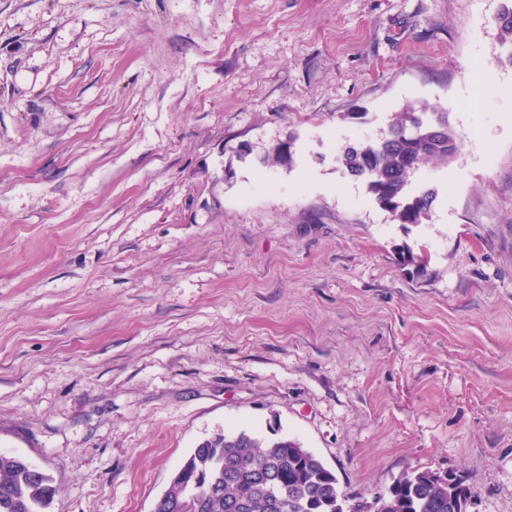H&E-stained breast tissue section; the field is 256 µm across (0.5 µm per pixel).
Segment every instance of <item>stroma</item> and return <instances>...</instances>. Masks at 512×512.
<instances>
[{
	"label": "stroma",
	"mask_w": 512,
	"mask_h": 512,
	"mask_svg": "<svg viewBox=\"0 0 512 512\" xmlns=\"http://www.w3.org/2000/svg\"><path fill=\"white\" fill-rule=\"evenodd\" d=\"M501 5L0 0V451L53 478L47 512H151L243 428L298 439L359 512L415 470L512 512ZM410 104L460 141L420 224L338 160Z\"/></svg>",
	"instance_id": "35a3bbf8"
}]
</instances>
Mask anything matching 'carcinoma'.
<instances>
[{
  "label": "carcinoma",
  "instance_id": "cac0c4a2",
  "mask_svg": "<svg viewBox=\"0 0 512 512\" xmlns=\"http://www.w3.org/2000/svg\"><path fill=\"white\" fill-rule=\"evenodd\" d=\"M506 60L512 64V0L495 18ZM459 140L448 113L413 105L397 114L389 135L347 146L340 163L362 179L374 201L401 224L429 217L438 190H412V178L426 164H448ZM403 267L424 272L422 257L405 247ZM181 476L165 492L164 512H185L188 487L202 488L193 512H345L338 480L322 460L285 436L248 430L224 432L196 446ZM56 492L52 479L25 459L0 452V512H42ZM472 488L464 476L413 471L394 481L375 503V512H468Z\"/></svg>",
  "mask_w": 512,
  "mask_h": 512
}]
</instances>
